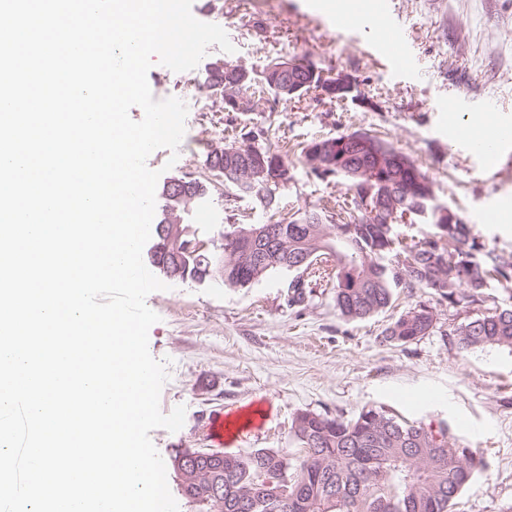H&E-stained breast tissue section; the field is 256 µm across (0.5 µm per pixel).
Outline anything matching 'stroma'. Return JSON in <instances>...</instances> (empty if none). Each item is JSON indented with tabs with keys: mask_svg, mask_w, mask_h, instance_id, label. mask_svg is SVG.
Here are the masks:
<instances>
[{
	"mask_svg": "<svg viewBox=\"0 0 512 512\" xmlns=\"http://www.w3.org/2000/svg\"><path fill=\"white\" fill-rule=\"evenodd\" d=\"M195 18L220 25L235 50L210 46L206 63L220 58L261 72L273 55L306 58L354 78L371 101L363 107L307 96L279 101L265 112L227 113L221 95L200 84L204 65L176 73L153 64L154 99L182 97L195 80L200 108H189L178 152L155 150L150 169L162 181L204 178V159L224 145V126L262 125L268 143L288 150V181L276 190L280 214L297 217L326 199L349 194L345 181L326 183L301 153L311 141L370 129L415 160L433 180L438 203L466 219L486 250L512 260V222H484L503 196L512 197V166L483 165L458 131L474 116L512 119V0H394L390 24L413 50L410 71L397 72L378 57L381 29L349 22L331 28L312 0H193ZM256 197L216 187L192 204L187 220L198 238L220 252L234 224H262L269 217ZM294 275L274 271L244 287L221 276L170 280L169 290L146 303L160 317L149 330V350L169 359L160 409L186 408L178 432L151 431L163 460L184 448H205L213 413L258 410L262 426L231 444L234 452L274 448L296 458L292 420L302 411L351 418L383 408L427 425L448 424L454 445L472 449L484 465L462 491L452 512H506L512 506V348L460 352L448 332L479 306L449 307L433 290L398 291L391 310L348 321L336 309L331 285L318 283L303 303L289 304ZM420 305L437 317L434 333L406 345L385 341L395 313Z\"/></svg>",
	"mask_w": 512,
	"mask_h": 512,
	"instance_id": "35a3bbf8",
	"label": "stroma"
}]
</instances>
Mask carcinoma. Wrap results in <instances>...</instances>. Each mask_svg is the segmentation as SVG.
Here are the masks:
<instances>
[{"instance_id":"1","label":"carcinoma","mask_w":512,"mask_h":512,"mask_svg":"<svg viewBox=\"0 0 512 512\" xmlns=\"http://www.w3.org/2000/svg\"><path fill=\"white\" fill-rule=\"evenodd\" d=\"M321 95L319 78L294 95L280 93L267 71L249 74L238 94L259 106L273 100H300L309 93ZM360 137L377 146L381 158L369 164L378 168L371 184L354 175L360 159L346 145ZM268 130L254 126L243 134L237 150L257 148L264 156L281 162L282 182L288 181V155L267 145ZM324 151L323 168L311 173L320 180L342 178L352 191L350 199L336 201L304 212L288 223L278 219L258 246L262 255L248 258L236 253L237 232L254 228L240 224L224 234V283L246 286L276 270H295L314 278L333 281L336 310L346 320H357L392 306L395 291L429 288L452 305L482 306L491 299L490 284L512 285V261L490 253L472 235L463 217L450 224L435 202L432 181L414 161L396 168L390 156H398L388 141L371 131L355 130L314 140L304 149L306 161L318 147ZM420 181L417 191L401 193L399 184ZM238 193L256 196L263 206L276 210L277 184L235 186ZM393 193L398 207L381 215L377 223L364 207L369 194ZM399 224H427L428 237L410 243L399 238ZM329 255L331 270L316 267L319 257ZM433 318L409 310L384 330V339L405 345L433 330ZM454 341L463 352L487 347L512 348V306H495L469 318L453 329ZM299 448L294 460L274 448H256L246 453H224V467L208 480L224 486V507L205 498L196 502L199 512H451L454 501L468 486L466 467L449 445L451 429L438 430L415 424L385 411L362 409L353 418L302 411L292 421ZM285 473L286 483L264 505L251 509L247 499L252 478L261 470Z\"/></svg>"}]
</instances>
